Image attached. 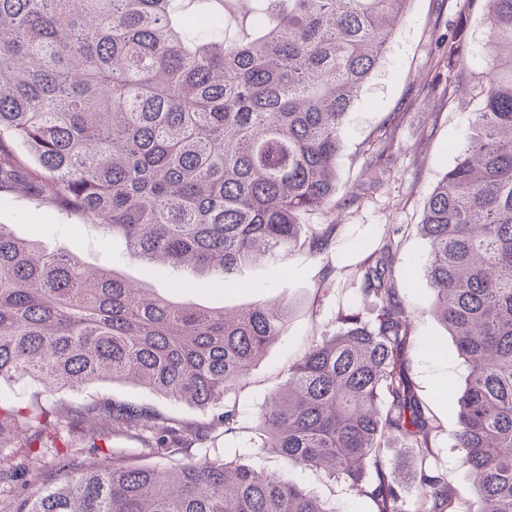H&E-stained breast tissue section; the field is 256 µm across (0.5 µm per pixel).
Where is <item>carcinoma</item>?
<instances>
[{"mask_svg":"<svg viewBox=\"0 0 512 512\" xmlns=\"http://www.w3.org/2000/svg\"><path fill=\"white\" fill-rule=\"evenodd\" d=\"M480 2L488 23L482 104L455 165L430 193L419 235L435 315L470 366L449 398L467 512H512V0ZM224 0H0V189L99 225L136 260L241 287L309 233L300 216L337 189L339 129L402 22L409 0H254L250 31L229 32ZM464 21L448 36L463 62ZM387 240L361 265L356 303L311 341L256 416L257 453L357 488L370 512H400L385 471L396 441L417 452L415 512H456L432 462L437 417L408 377L411 309ZM369 309L365 316L359 306ZM287 308L233 312L150 294L69 248L46 251L0 224V383L74 389L133 378L175 401L211 406L236 433V391L283 335ZM140 436L120 452L31 456L47 485L0 498V512H336L305 487L223 456L198 459L194 433L143 412L106 411Z\"/></svg>","mask_w":512,"mask_h":512,"instance_id":"1","label":"carcinoma"}]
</instances>
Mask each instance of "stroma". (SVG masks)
I'll return each instance as SVG.
<instances>
[{
    "instance_id": "1",
    "label": "stroma",
    "mask_w": 512,
    "mask_h": 512,
    "mask_svg": "<svg viewBox=\"0 0 512 512\" xmlns=\"http://www.w3.org/2000/svg\"><path fill=\"white\" fill-rule=\"evenodd\" d=\"M463 5V0H411L408 5L378 68L345 118L337 204L307 218L308 223L323 228L336 227L323 253L314 256L307 246H300L288 258L285 273L276 277L262 262L244 268L240 277L253 283L250 291L201 288L179 293L182 301L215 309H239L263 299L288 306L285 335L268 346L237 392L238 432L217 438L214 451L238 455L240 463L252 468L277 472L329 501L337 512H368L369 505L357 492L324 473L292 467L273 454L251 453L253 425L265 399L285 382L289 365L313 338L335 330L338 311L358 297L360 263L388 236L398 244L397 269L412 273L415 281L414 288L404 294L417 311L412 323L410 378L441 424L433 447L439 463L452 471L450 491L457 505L467 506L474 498L471 484L456 469L458 420L448 407V393L463 386L468 366L441 323L429 313L433 292L423 275L428 247L415 230L428 195L454 165V147L468 135L472 114L481 104L480 98L448 91L449 81L473 80L484 65L488 27L485 12L477 5L470 10L463 63L451 71L442 56L443 44ZM371 162L378 165L379 180L369 186L363 184L362 173ZM0 224L11 225L17 235L34 239L48 250L70 246L85 263L114 269L158 292L168 291L185 276L167 264L123 256L94 225L74 223L52 210L14 202L1 193ZM103 398L149 408L175 427L202 428L212 418L211 410L177 403L122 381H97L45 396L32 383H4L0 385L1 415L24 410L37 399L49 414L17 429L9 443L0 445V463L8 465L51 446L61 452L80 449L82 431L105 422L104 415L94 409Z\"/></svg>"
}]
</instances>
